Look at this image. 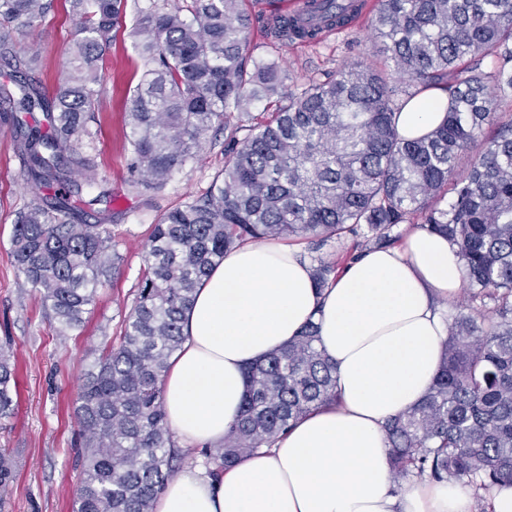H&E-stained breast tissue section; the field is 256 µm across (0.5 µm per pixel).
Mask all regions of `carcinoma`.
Here are the masks:
<instances>
[{
    "instance_id": "cac0c4a2",
    "label": "carcinoma",
    "mask_w": 512,
    "mask_h": 512,
    "mask_svg": "<svg viewBox=\"0 0 512 512\" xmlns=\"http://www.w3.org/2000/svg\"><path fill=\"white\" fill-rule=\"evenodd\" d=\"M299 15L274 14L279 43L314 42L359 14L360 0H305ZM80 18L69 66L46 100L24 79L0 95L4 112H43L21 147L27 176L49 193L14 225L18 271L42 294L58 333L81 326L97 289L120 256L103 220L71 202L72 138L97 105L99 61L125 23L127 0H71ZM50 0H0V57L15 72L37 66L14 54L15 34L42 21ZM248 19L239 0H191L139 8L137 49L152 63L128 113L131 169L159 191L209 132L258 103L268 118L243 138L231 132L221 180L200 199L154 225L147 270L118 346L86 373L77 398L83 435L76 512H153L179 468L160 382L183 343L182 317L194 291L224 254L258 240L297 238L311 250L334 240L336 260L310 257L315 288L342 266L401 239L417 225L457 247L467 312L441 343L440 369L420 403L387 420L394 487L414 476L466 479L477 491L512 485V0H376L372 35L381 63L360 58L324 80L283 90L276 60L247 66ZM411 92L399 98L393 78ZM448 93L445 118L426 134L398 131L404 108L423 93ZM470 156L466 171L458 162ZM91 199L98 177L83 165ZM451 201L442 204L446 194ZM309 322L296 340L246 370L240 414L224 443L200 450L217 474L287 432L309 411L336 401L335 367ZM16 370L0 349V419L16 406ZM15 459L0 453V490Z\"/></svg>"
}]
</instances>
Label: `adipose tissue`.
Wrapping results in <instances>:
<instances>
[{
  "mask_svg": "<svg viewBox=\"0 0 512 512\" xmlns=\"http://www.w3.org/2000/svg\"><path fill=\"white\" fill-rule=\"evenodd\" d=\"M446 101L433 91L411 102L400 134L415 138L437 126ZM462 286L455 247L419 228L401 246L351 260L320 291L301 247L248 243L228 252L199 283L161 383L180 449L222 441L246 392L245 368L311 321L336 367L340 401L220 475L186 464L153 512H473V491L454 480L415 478L393 491L384 430L425 395L448 334L437 303Z\"/></svg>",
  "mask_w": 512,
  "mask_h": 512,
  "instance_id": "1",
  "label": "adipose tissue"
}]
</instances>
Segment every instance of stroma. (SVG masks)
Masks as SVG:
<instances>
[{"label":"stroma","mask_w":512,"mask_h":512,"mask_svg":"<svg viewBox=\"0 0 512 512\" xmlns=\"http://www.w3.org/2000/svg\"><path fill=\"white\" fill-rule=\"evenodd\" d=\"M144 2L128 0L126 24L103 56L98 106L77 145L79 155L95 165L112 194L99 209L112 226L122 257L120 270L99 288L83 327L65 336L57 335L39 291L25 284L12 256L13 226L42 191L27 179L19 130L8 113L0 112V344L10 343L18 373L15 413L0 420V448L17 462L15 479L0 496V512H72L79 483L75 406L85 375L104 345L118 341L123 332L144 274L154 224L165 212L204 195L224 167L228 132L220 128L210 132L196 158L173 171L162 191L143 194L134 186L138 176L129 168L127 111L148 67L133 34L136 8ZM241 8L249 18L248 59L281 60L289 88L334 73L351 59L379 53L365 16L318 43L283 45L264 32L266 0H242ZM75 30L68 0H53L40 25L18 34V50L39 56L31 78L41 94L51 95L58 73L67 66Z\"/></svg>","instance_id":"1"}]
</instances>
